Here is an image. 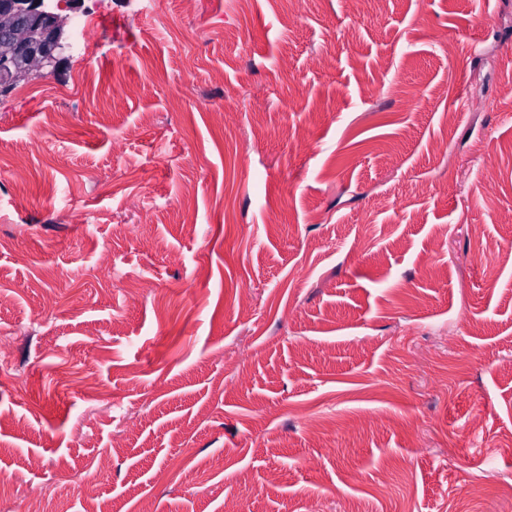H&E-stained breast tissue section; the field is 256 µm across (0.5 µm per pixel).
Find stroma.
<instances>
[{
  "instance_id": "stroma-1",
  "label": "stroma",
  "mask_w": 512,
  "mask_h": 512,
  "mask_svg": "<svg viewBox=\"0 0 512 512\" xmlns=\"http://www.w3.org/2000/svg\"><path fill=\"white\" fill-rule=\"evenodd\" d=\"M84 8L0 102V512H512V0Z\"/></svg>"
}]
</instances>
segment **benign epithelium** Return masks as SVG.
<instances>
[{"instance_id": "1", "label": "benign epithelium", "mask_w": 512, "mask_h": 512, "mask_svg": "<svg viewBox=\"0 0 512 512\" xmlns=\"http://www.w3.org/2000/svg\"><path fill=\"white\" fill-rule=\"evenodd\" d=\"M82 0L71 2L70 12L46 18L44 0L6 3L0 15L15 22L0 33V78L18 84L37 71L54 70L71 48L65 27L80 11Z\"/></svg>"}]
</instances>
